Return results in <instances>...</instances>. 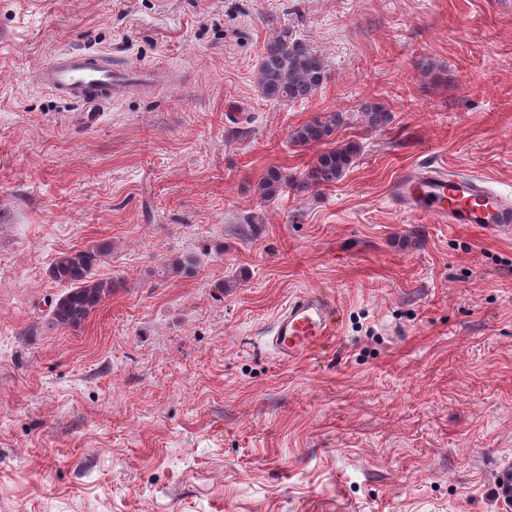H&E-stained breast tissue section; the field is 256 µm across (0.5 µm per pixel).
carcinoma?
I'll list each match as a JSON object with an SVG mask.
<instances>
[{"label":"carcinoma","instance_id":"carcinoma-1","mask_svg":"<svg viewBox=\"0 0 512 512\" xmlns=\"http://www.w3.org/2000/svg\"><path fill=\"white\" fill-rule=\"evenodd\" d=\"M327 78L324 59L287 31L277 32L267 42L258 63L257 80L261 94L277 103L307 100L323 87ZM362 113L370 128L383 126L390 119L386 107L380 103L364 104ZM344 124V115L339 112L314 117L294 131L293 141L301 146L327 144ZM360 151L358 142L337 141L317 154L299 180L284 169L272 167L259 184L260 194L264 198H274L288 187L305 191L332 186L343 179ZM110 252V243L102 241L91 249L63 252L55 258L51 276L66 288L50 302L52 325L61 328L80 325L103 296L112 292V282L92 278L93 267Z\"/></svg>","mask_w":512,"mask_h":512}]
</instances>
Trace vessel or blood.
<instances>
[{"label": "vessel or blood", "mask_w": 512, "mask_h": 512, "mask_svg": "<svg viewBox=\"0 0 512 512\" xmlns=\"http://www.w3.org/2000/svg\"><path fill=\"white\" fill-rule=\"evenodd\" d=\"M153 78L150 69L116 65L108 55L93 51L59 52L37 73L40 86L88 109L118 99ZM392 199L399 210L429 215L440 224L512 230V200L480 180L424 167L400 176L393 184ZM335 316V305L328 296L300 292L278 315L269 343L280 360L297 359L332 334Z\"/></svg>", "instance_id": "1"}]
</instances>
